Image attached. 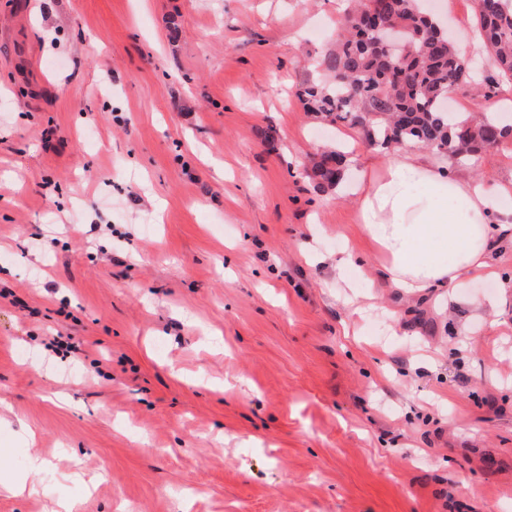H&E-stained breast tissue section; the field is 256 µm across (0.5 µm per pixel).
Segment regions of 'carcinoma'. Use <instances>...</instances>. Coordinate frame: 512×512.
Instances as JSON below:
<instances>
[{
	"instance_id": "obj_1",
	"label": "carcinoma",
	"mask_w": 512,
	"mask_h": 512,
	"mask_svg": "<svg viewBox=\"0 0 512 512\" xmlns=\"http://www.w3.org/2000/svg\"><path fill=\"white\" fill-rule=\"evenodd\" d=\"M370 10L399 29L393 59L367 17ZM475 25L498 77L511 83L512 0H476ZM316 67L324 78L306 80L297 91L307 111L332 124L361 128L382 149L414 143L463 162L512 138V124L494 115L448 111L450 89L472 82L478 68L417 0H350L335 45ZM346 167V153L329 150L314 173L322 187H334Z\"/></svg>"
}]
</instances>
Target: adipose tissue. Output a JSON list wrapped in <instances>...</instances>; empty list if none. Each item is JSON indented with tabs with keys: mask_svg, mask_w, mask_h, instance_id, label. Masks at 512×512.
<instances>
[{
	"mask_svg": "<svg viewBox=\"0 0 512 512\" xmlns=\"http://www.w3.org/2000/svg\"><path fill=\"white\" fill-rule=\"evenodd\" d=\"M424 193L412 194L413 185ZM359 219L392 287L416 296L443 291L450 302L473 305L464 288L489 267L493 249L512 241V208L496 185L442 170L433 151H407L361 182Z\"/></svg>",
	"mask_w": 512,
	"mask_h": 512,
	"instance_id": "1",
	"label": "adipose tissue"
}]
</instances>
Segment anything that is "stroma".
Returning a JSON list of instances; mask_svg holds the SVG:
<instances>
[{"label": "stroma", "mask_w": 512, "mask_h": 512, "mask_svg": "<svg viewBox=\"0 0 512 512\" xmlns=\"http://www.w3.org/2000/svg\"><path fill=\"white\" fill-rule=\"evenodd\" d=\"M343 9L0 0V512H512V247L388 287L295 95ZM347 167V155L341 150H329L321 154L315 164L314 173L321 187H335L344 178Z\"/></svg>", "instance_id": "35a3bbf8"}]
</instances>
